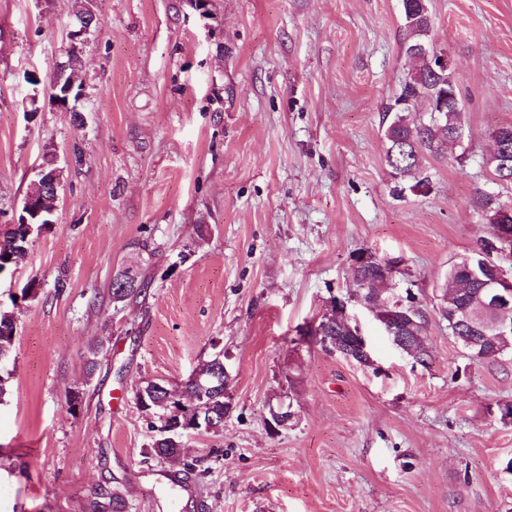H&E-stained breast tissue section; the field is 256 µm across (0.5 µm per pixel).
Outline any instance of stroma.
I'll list each match as a JSON object with an SVG mask.
<instances>
[{"instance_id":"35a3bbf8","label":"stroma","mask_w":512,"mask_h":512,"mask_svg":"<svg viewBox=\"0 0 512 512\" xmlns=\"http://www.w3.org/2000/svg\"><path fill=\"white\" fill-rule=\"evenodd\" d=\"M75 3L0 0V231L46 145L64 169L54 224L0 276L16 319L0 512H85L103 488L129 512H512V353L471 359L432 312L421 366L352 277L358 250L400 258L392 288L432 307L489 231L475 190L512 203L485 164L512 124V0H428L465 136L425 160L424 191L396 190L384 158L410 66L402 0H95L83 126L44 94L27 119L24 75L52 76ZM124 269L146 290L115 303ZM335 297L372 366L309 336ZM219 347L223 429L147 457L138 386L179 384ZM281 396L295 416L275 431Z\"/></svg>"}]
</instances>
